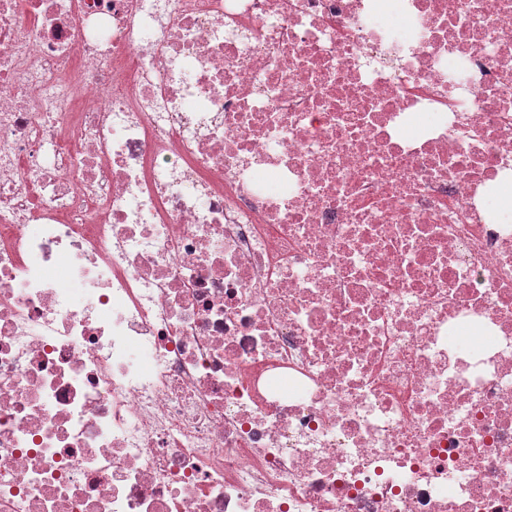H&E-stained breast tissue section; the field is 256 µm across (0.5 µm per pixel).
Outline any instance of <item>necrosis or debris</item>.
Returning <instances> with one entry per match:
<instances>
[{"instance_id": "necrosis-or-debris-1", "label": "necrosis or debris", "mask_w": 512, "mask_h": 512, "mask_svg": "<svg viewBox=\"0 0 512 512\" xmlns=\"http://www.w3.org/2000/svg\"><path fill=\"white\" fill-rule=\"evenodd\" d=\"M0 0V512H512V0Z\"/></svg>"}]
</instances>
